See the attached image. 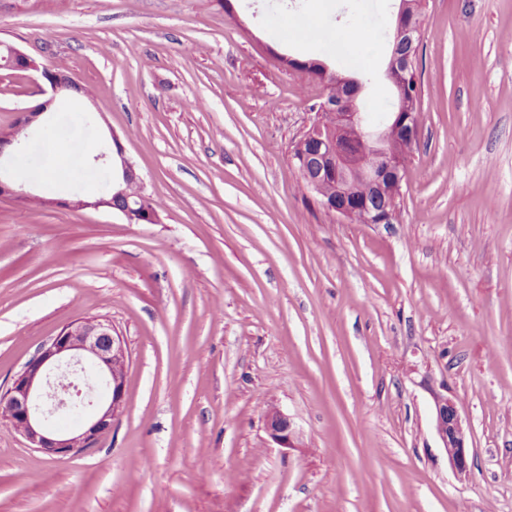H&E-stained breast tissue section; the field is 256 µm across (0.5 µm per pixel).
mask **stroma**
Masks as SVG:
<instances>
[{"label":"stroma","mask_w":512,"mask_h":512,"mask_svg":"<svg viewBox=\"0 0 512 512\" xmlns=\"http://www.w3.org/2000/svg\"><path fill=\"white\" fill-rule=\"evenodd\" d=\"M393 0H0V41L79 93L0 199V390L79 318L130 364L109 434L60 460L0 419V512H512V0H423L420 134L394 224L323 212L290 147L325 89L389 112ZM43 100L0 68V127ZM104 118L86 124V109ZM120 140L158 224L92 208ZM474 450L453 473L434 394ZM300 433L279 448L264 416Z\"/></svg>","instance_id":"stroma-1"}]
</instances>
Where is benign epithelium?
Wrapping results in <instances>:
<instances>
[{
	"mask_svg": "<svg viewBox=\"0 0 512 512\" xmlns=\"http://www.w3.org/2000/svg\"><path fill=\"white\" fill-rule=\"evenodd\" d=\"M420 38L417 17L399 3L391 42L388 74L396 90V111L388 122L374 129L365 125L357 104L358 93L327 97L322 112L298 138L301 153L291 157L312 184L324 177L336 182V194L321 203L328 214L346 220L360 212L368 224H393L398 212L392 199L401 191L406 177L407 161L392 156L387 140L391 132L401 133L410 145L419 138L418 115L408 111L409 104L401 92L405 74L411 70V57L403 49L412 48ZM0 67L39 74L38 87L47 99L37 107L22 111L18 120L30 126L46 113L57 97L66 94L72 85L63 75L53 77L49 67L18 48L0 43ZM116 158L112 162V186L104 195L90 202L64 199L70 208L106 207L121 212L131 223L158 224L160 214H150L145 198L131 200L125 185L140 181L134 165L126 158L117 137H112ZM364 183L371 194H356V186ZM21 198L29 203L35 196L22 191L0 164V198ZM129 355L124 339L107 321L77 318L67 323L0 392V417L8 420L30 447L57 459H71L95 447L98 440L112 430L115 412L126 403V375ZM62 367L81 372L92 368L105 388V396L78 431L55 428L56 419L70 411L86 408L81 391L65 389L55 397L47 392L52 376ZM435 430L448 457V465L459 477L470 475L467 428L456 401L445 394L434 396ZM266 429L283 448L299 447V435L288 416L271 407L266 412Z\"/></svg>",
	"mask_w": 512,
	"mask_h": 512,
	"instance_id": "benign-epithelium-1",
	"label": "benign epithelium"
}]
</instances>
